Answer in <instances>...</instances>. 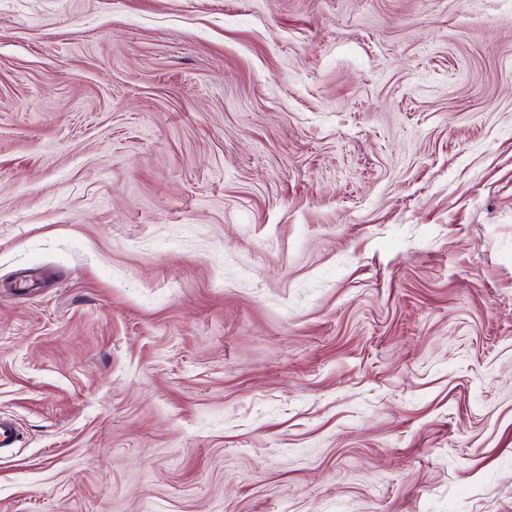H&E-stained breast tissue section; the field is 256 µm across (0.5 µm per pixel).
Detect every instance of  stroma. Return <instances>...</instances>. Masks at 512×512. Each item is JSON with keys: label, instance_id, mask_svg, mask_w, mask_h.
<instances>
[{"label": "stroma", "instance_id": "stroma-1", "mask_svg": "<svg viewBox=\"0 0 512 512\" xmlns=\"http://www.w3.org/2000/svg\"><path fill=\"white\" fill-rule=\"evenodd\" d=\"M0 512H512V0H0Z\"/></svg>", "mask_w": 512, "mask_h": 512}]
</instances>
